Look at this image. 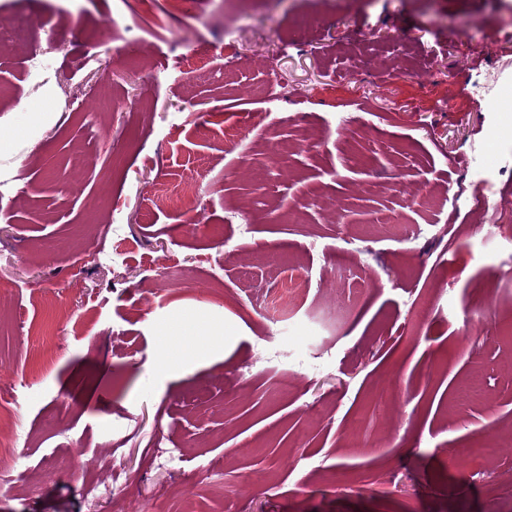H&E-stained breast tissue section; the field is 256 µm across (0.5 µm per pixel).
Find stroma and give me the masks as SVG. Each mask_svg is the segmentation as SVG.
<instances>
[{"label":"stroma","mask_w":512,"mask_h":512,"mask_svg":"<svg viewBox=\"0 0 512 512\" xmlns=\"http://www.w3.org/2000/svg\"><path fill=\"white\" fill-rule=\"evenodd\" d=\"M0 22V512H512V0ZM160 336H188L182 358L198 360L208 349V336H224V324L204 322L194 315H183L160 330Z\"/></svg>","instance_id":"1"}]
</instances>
